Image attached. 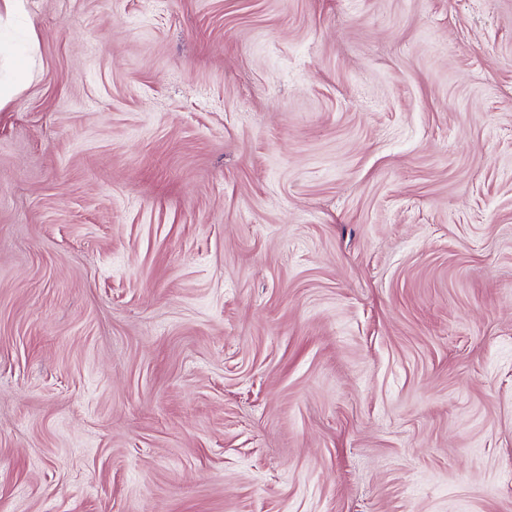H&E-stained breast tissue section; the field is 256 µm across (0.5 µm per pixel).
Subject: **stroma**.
<instances>
[{"mask_svg": "<svg viewBox=\"0 0 512 512\" xmlns=\"http://www.w3.org/2000/svg\"><path fill=\"white\" fill-rule=\"evenodd\" d=\"M0 512H512V0L0 17Z\"/></svg>", "mask_w": 512, "mask_h": 512, "instance_id": "35a3bbf8", "label": "stroma"}]
</instances>
